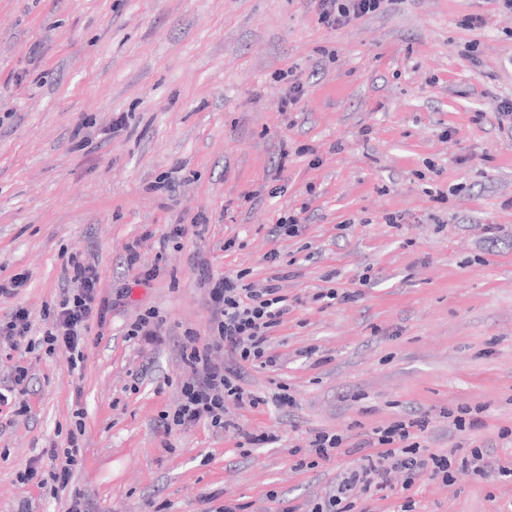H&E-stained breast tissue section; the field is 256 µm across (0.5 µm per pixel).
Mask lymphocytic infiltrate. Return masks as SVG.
<instances>
[{
	"label": "lymphocytic infiltrate",
	"instance_id": "f902f5d3",
	"mask_svg": "<svg viewBox=\"0 0 512 512\" xmlns=\"http://www.w3.org/2000/svg\"><path fill=\"white\" fill-rule=\"evenodd\" d=\"M388 0H316L319 20L331 29H341L354 21L380 12ZM272 273L264 287L247 283L244 274L215 275L207 260L196 263L197 280L209 291L211 330L207 340H200L193 330H185L179 358L189 374L181 387L182 402L170 414H162L158 426L164 433L205 421L214 429L234 431L247 444H273L277 435L267 432H244L228 414L227 403L257 407L261 397L246 393L243 383L248 369L276 368L279 354L269 344L271 332L280 326L292 305L281 295L280 283L289 272L278 252L265 257ZM63 296L52 312V323L43 333L48 351L67 349L72 362L84 359L86 333L97 307L99 275L95 265L71 260L64 273ZM224 353L223 361L212 359L213 351ZM428 421L407 413L384 427L376 428L369 438L348 442L345 435L316 432L309 441L312 455L318 460L349 456L351 467L339 475L334 489L312 512H353L354 491L386 489L393 472H405L407 480L428 474L450 481L452 457L445 453L425 454L420 442ZM84 420H76L67 438L66 449H52L55 466L49 473L52 495L67 489L78 463V435Z\"/></svg>",
	"mask_w": 512,
	"mask_h": 512
}]
</instances>
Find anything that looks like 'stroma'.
I'll list each match as a JSON object with an SVG mask.
<instances>
[{"label": "stroma", "instance_id": "35a3bbf8", "mask_svg": "<svg viewBox=\"0 0 512 512\" xmlns=\"http://www.w3.org/2000/svg\"><path fill=\"white\" fill-rule=\"evenodd\" d=\"M470 16L485 26H464ZM293 80L304 94L279 112ZM504 99L512 13L497 0H389L338 30L315 0H0V280L27 277L0 300V322L17 304L32 320L0 342V384L13 366L30 371L27 413L0 404V512H63L23 473L35 458L50 469L45 451L65 446L79 410L66 493L90 512H310L349 460L299 471L293 449L317 430L365 438L410 409L429 417L428 451L495 439L488 475L463 467L406 490L399 473L371 512H398L407 495L417 512H512V476L498 473L512 436H497L512 429V133L493 110ZM168 176L172 194L156 188ZM307 200L301 233L272 235ZM178 223L185 236L161 245ZM134 242L160 265L146 286L124 262ZM274 250L294 263L283 293L304 303L271 336L283 365L250 370L245 387L266 397L280 382L297 406L235 414L279 443L245 456L204 422L163 435L186 378L180 336L210 333L195 257L260 286ZM73 258L96 265L105 302L76 367L41 343ZM328 286L358 298L312 303ZM150 306L167 319L162 342L126 341ZM478 405L479 432L443 415Z\"/></svg>", "mask_w": 512, "mask_h": 512}]
</instances>
